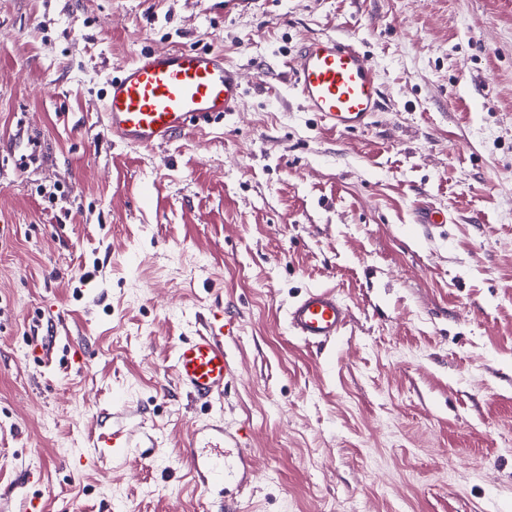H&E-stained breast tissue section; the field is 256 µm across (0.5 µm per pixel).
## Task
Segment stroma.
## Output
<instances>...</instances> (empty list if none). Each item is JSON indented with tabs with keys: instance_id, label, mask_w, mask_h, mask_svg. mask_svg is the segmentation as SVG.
Listing matches in <instances>:
<instances>
[{
	"instance_id": "stroma-1",
	"label": "stroma",
	"mask_w": 512,
	"mask_h": 512,
	"mask_svg": "<svg viewBox=\"0 0 512 512\" xmlns=\"http://www.w3.org/2000/svg\"><path fill=\"white\" fill-rule=\"evenodd\" d=\"M316 36L371 58L367 130L294 97ZM212 47L242 111L112 142L111 74ZM311 287L351 310L321 347L286 322ZM217 308L208 408L170 365ZM117 400L158 444L70 467ZM237 435L252 471L203 496ZM0 487V512H512V0H0Z\"/></svg>"
}]
</instances>
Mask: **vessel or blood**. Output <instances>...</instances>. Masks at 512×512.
I'll use <instances>...</instances> for the list:
<instances>
[{"label": "vessel or blood", "instance_id": "obj_1", "mask_svg": "<svg viewBox=\"0 0 512 512\" xmlns=\"http://www.w3.org/2000/svg\"><path fill=\"white\" fill-rule=\"evenodd\" d=\"M292 89L305 111L322 127L352 133L368 128L383 105L381 86L369 57L353 43L332 36L305 40L287 62ZM244 83L239 67L226 63L220 49L149 50L122 67L108 82L104 125L113 142L134 148L166 143L201 128L227 112L241 111ZM211 330L177 344L173 370L177 383L200 401L212 402L232 376L224 352L231 323L215 315ZM350 309L331 288L308 290L288 309L289 330L308 343L341 335ZM112 433L98 437L97 448L81 459L96 466L103 449L138 447L139 432L117 406Z\"/></svg>", "mask_w": 512, "mask_h": 512}]
</instances>
